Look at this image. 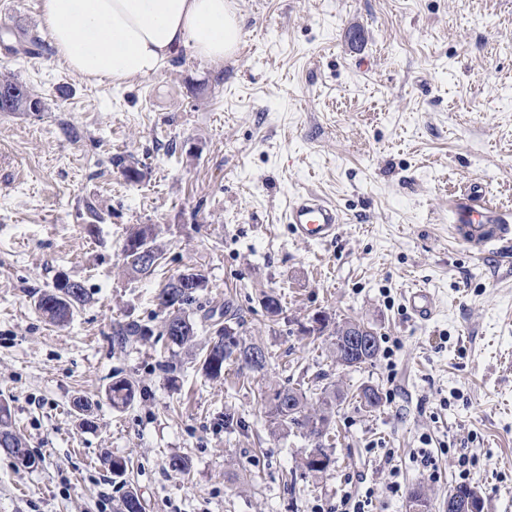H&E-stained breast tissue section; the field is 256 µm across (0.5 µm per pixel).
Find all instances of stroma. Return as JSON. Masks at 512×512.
Wrapping results in <instances>:
<instances>
[{"label":"stroma","mask_w":512,"mask_h":512,"mask_svg":"<svg viewBox=\"0 0 512 512\" xmlns=\"http://www.w3.org/2000/svg\"><path fill=\"white\" fill-rule=\"evenodd\" d=\"M39 2L0 0V77L45 102L0 112V406L40 459L30 470L0 452V512H113L130 490L145 512H330L348 495L405 512L412 488L438 505L460 482L484 512H512V251L472 253L448 211L473 181L512 211V0H232V58L184 48L126 84L70 71ZM310 191L343 216L332 241L284 222ZM142 224L164 247L149 278L122 268ZM189 267L208 278L198 305L233 301L243 338L272 354L266 371L213 382L201 350L158 336L155 291ZM61 272L93 300L57 326L34 301ZM420 286L437 302L426 322L403 305ZM319 314L373 325L377 359L337 367L306 333ZM132 319L153 336L118 344ZM321 372L346 396L333 464L315 477L311 441L279 431L261 394ZM116 375L137 389L124 409L106 393ZM367 384L380 409L352 398ZM175 454L188 475L168 469Z\"/></svg>","instance_id":"obj_1"}]
</instances>
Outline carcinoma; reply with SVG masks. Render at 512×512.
<instances>
[{"label":"carcinoma","instance_id":"carcinoma-1","mask_svg":"<svg viewBox=\"0 0 512 512\" xmlns=\"http://www.w3.org/2000/svg\"><path fill=\"white\" fill-rule=\"evenodd\" d=\"M37 105L35 113L44 111L45 104L41 97L34 94L26 84L13 79L0 80V112H28L31 105ZM127 239L138 242V247L153 255V261L146 267L141 263V256L128 246L122 247L123 263L134 277H148L155 273L163 259V250L156 244L154 228L148 224L134 228ZM198 282L206 287V276L202 271L191 267L180 274L169 278L156 294L157 305L165 313L162 335L169 343L178 348L192 345L198 335V323L191 316L188 307L195 300V295L188 292L187 285ZM92 296L84 285L71 279L67 274L60 272L53 280L52 285L40 293L35 302L36 310L49 322L63 325L69 322L74 312L90 303ZM224 320H215L208 316L209 338L205 345L202 360V372L210 380L224 377V370L229 365H236L240 369L252 372L263 371L271 359V354L265 347L246 342L241 335L242 322L230 304L224 305ZM314 326L308 332L322 336H330V350L336 365L345 369H357L370 364L380 351V336L374 331L370 334L373 342V352L361 354L346 347H337L336 336L343 326L362 321L346 319L329 328L328 317L313 319ZM152 334V329L136 320L129 321L116 331L120 342L127 343L134 338L146 337ZM259 350L264 353L262 362L247 365L245 361L250 354ZM317 382L303 389L301 387L284 386L268 396L267 414L275 424L282 428H295L303 434L317 440V445L304 459V466L308 472L317 475L327 472L332 465L331 454L325 448L324 440L328 439L331 430L332 418L335 414L336 403L342 401L344 394L336 389V385L329 384L320 388L317 393L318 408L310 406L307 393L314 392ZM108 396L115 408H125L131 405L136 397L135 385L126 378L115 376L108 387ZM352 396L363 399L367 406L376 410L381 405V396L378 392L370 390L368 386H361ZM115 512H144V505L139 495L128 491L116 506Z\"/></svg>","mask_w":512,"mask_h":512}]
</instances>
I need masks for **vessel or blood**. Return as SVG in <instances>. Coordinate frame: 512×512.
<instances>
[{"label": "vessel or blood", "mask_w": 512, "mask_h": 512, "mask_svg": "<svg viewBox=\"0 0 512 512\" xmlns=\"http://www.w3.org/2000/svg\"><path fill=\"white\" fill-rule=\"evenodd\" d=\"M453 212L463 244L486 247L512 241V214L487 202L480 183L467 186L455 201ZM286 222L299 239L323 243L335 238L343 217L335 205L307 192L289 205ZM405 304L416 319L425 321L434 312L435 298L428 288L418 287L406 293Z\"/></svg>", "instance_id": "obj_1"}]
</instances>
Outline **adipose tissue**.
<instances>
[{"mask_svg": "<svg viewBox=\"0 0 512 512\" xmlns=\"http://www.w3.org/2000/svg\"><path fill=\"white\" fill-rule=\"evenodd\" d=\"M41 11L57 55L98 82L155 74L187 47L220 62L241 37L230 0H42Z\"/></svg>", "mask_w": 512, "mask_h": 512, "instance_id": "adipose-tissue-1", "label": "adipose tissue"}]
</instances>
